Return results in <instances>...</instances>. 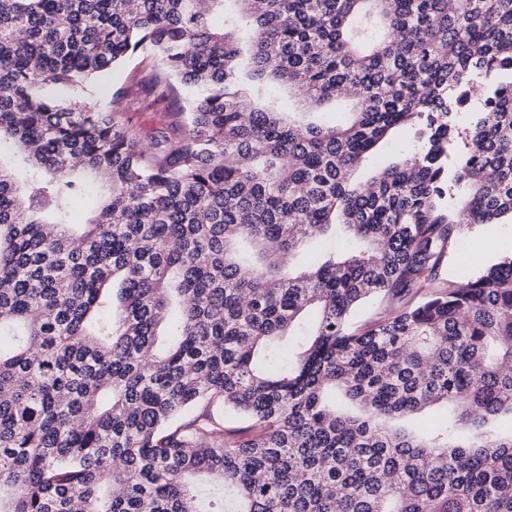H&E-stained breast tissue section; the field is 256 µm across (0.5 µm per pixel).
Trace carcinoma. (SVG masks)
Returning a JSON list of instances; mask_svg holds the SVG:
<instances>
[{
    "mask_svg": "<svg viewBox=\"0 0 512 512\" xmlns=\"http://www.w3.org/2000/svg\"><path fill=\"white\" fill-rule=\"evenodd\" d=\"M2 149L0 512H512V0H0ZM143 56H136L130 61L120 64L113 68L112 72L101 77L94 83V91L91 102L101 107H107L110 100V92L122 86L126 81L128 74L134 68H145L151 66L150 58H146L141 64ZM415 144L416 142L414 141L413 135L399 132L393 136L390 144L384 145L375 152V164L390 162L398 154L410 152ZM463 248L470 252L479 251L480 262L488 264L499 257L512 254V224H473L462 226L455 248L448 254L439 279L429 288H447L467 281L478 269L465 265L460 256Z\"/></svg>",
    "mask_w": 512,
    "mask_h": 512,
    "instance_id": "cac0c4a2",
    "label": "carcinoma"
}]
</instances>
